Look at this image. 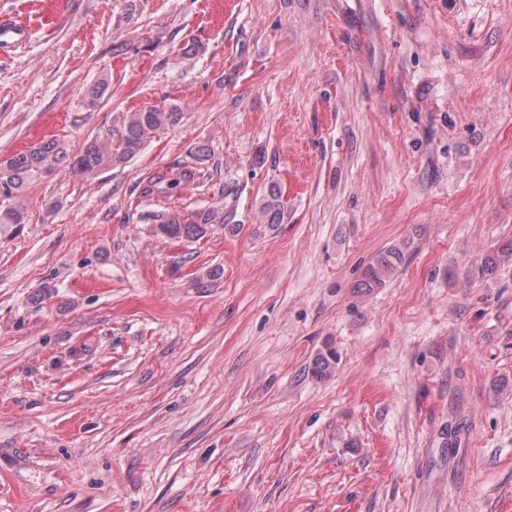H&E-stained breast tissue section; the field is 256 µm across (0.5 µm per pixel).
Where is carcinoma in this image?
I'll use <instances>...</instances> for the list:
<instances>
[{"label": "carcinoma", "instance_id": "1", "mask_svg": "<svg viewBox=\"0 0 512 512\" xmlns=\"http://www.w3.org/2000/svg\"><path fill=\"white\" fill-rule=\"evenodd\" d=\"M183 112L175 105L165 108H144L130 113L120 129L88 141L77 153L68 152L64 143L55 138L39 142L27 150L19 151L0 161V226L26 223L22 192L34 178L49 174L63 162L81 174H93L105 167L124 163L138 154L154 134L178 125ZM214 154L208 145H200L192 152L195 166L185 168L174 180L156 174L143 183L140 194L150 196L165 192L166 186L181 181L192 183L200 176V169ZM284 202L277 187H272L263 203V213L268 223L277 224L284 215ZM227 223V216L219 209H195L186 212L157 216L156 231L170 239H202L215 224ZM405 262L400 245L389 246L375 255L365 269L358 288L370 293L383 287L387 279ZM512 263V239L485 256L481 269L493 270L505 263ZM336 351L328 348L314 359L312 371L318 377L330 376L336 366Z\"/></svg>", "mask_w": 512, "mask_h": 512}]
</instances>
